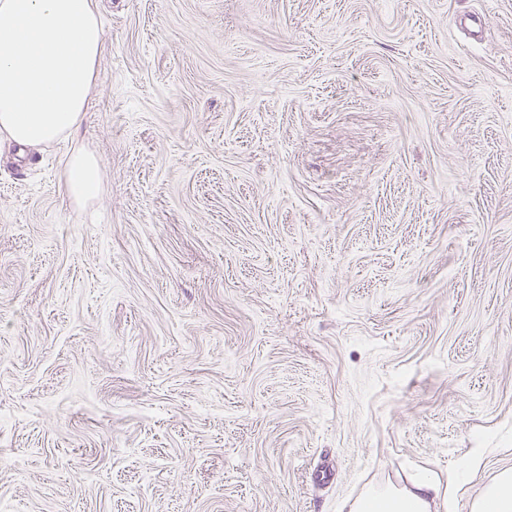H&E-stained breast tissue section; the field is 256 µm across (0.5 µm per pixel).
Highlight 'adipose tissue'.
<instances>
[{
    "label": "adipose tissue",
    "instance_id": "obj_1",
    "mask_svg": "<svg viewBox=\"0 0 512 512\" xmlns=\"http://www.w3.org/2000/svg\"><path fill=\"white\" fill-rule=\"evenodd\" d=\"M102 41L97 0H0V146L38 150L83 125ZM63 183L77 204L98 201L96 156L72 148ZM482 456L475 449L444 482L427 477L404 488H368L350 512H457L459 486L478 473ZM470 512H512V469L484 486Z\"/></svg>",
    "mask_w": 512,
    "mask_h": 512
}]
</instances>
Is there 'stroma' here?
I'll list each match as a JSON object with an SVG mask.
<instances>
[{"label": "stroma", "mask_w": 512, "mask_h": 512, "mask_svg": "<svg viewBox=\"0 0 512 512\" xmlns=\"http://www.w3.org/2000/svg\"><path fill=\"white\" fill-rule=\"evenodd\" d=\"M0 156V503L348 512L512 468V0H99ZM100 200L64 192L72 145ZM483 449L476 448L448 476V485L433 477L412 483V487H370L351 503L350 512H456L458 485L476 475Z\"/></svg>", "instance_id": "1"}]
</instances>
